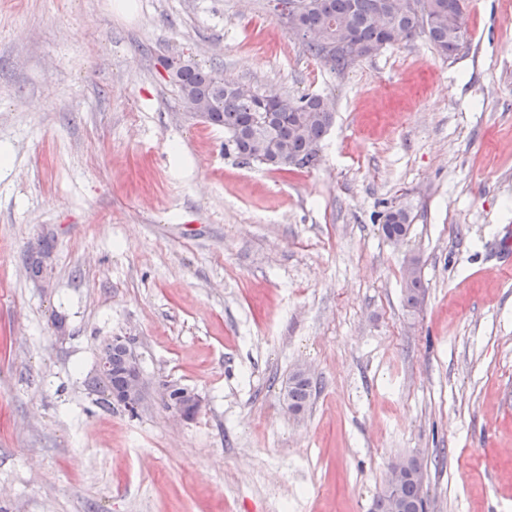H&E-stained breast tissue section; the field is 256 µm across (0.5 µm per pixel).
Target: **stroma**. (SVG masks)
Instances as JSON below:
<instances>
[{"label":"stroma","instance_id":"35a3bbf8","mask_svg":"<svg viewBox=\"0 0 512 512\" xmlns=\"http://www.w3.org/2000/svg\"><path fill=\"white\" fill-rule=\"evenodd\" d=\"M275 4L0 0V512H367L407 456L430 512H512V0H465L453 58L419 37L341 74ZM164 56L326 97L317 164L226 153ZM115 336L134 413L98 382ZM163 383L198 394L192 421ZM410 223V216L406 210L393 209L387 213L381 229L387 239L396 242L407 236ZM402 293L404 301L410 309L416 310L422 305L425 298V289L419 267L414 274L406 277ZM300 370L304 376L300 375L298 370H295L284 389V400L287 402V409L290 407L298 414L304 411L309 404L314 388L313 381L307 378L311 376L310 369L301 367Z\"/></svg>","mask_w":512,"mask_h":512}]
</instances>
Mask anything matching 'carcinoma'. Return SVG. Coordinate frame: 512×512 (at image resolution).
Listing matches in <instances>:
<instances>
[{
    "label": "carcinoma",
    "mask_w": 512,
    "mask_h": 512,
    "mask_svg": "<svg viewBox=\"0 0 512 512\" xmlns=\"http://www.w3.org/2000/svg\"><path fill=\"white\" fill-rule=\"evenodd\" d=\"M301 20L316 31L314 40L303 48L314 58L342 72L361 59L351 44L358 43L374 53L395 42L425 38L442 58L454 56L464 44L467 33L464 0H407L409 7L397 10V0H293ZM384 15L390 26L377 23ZM181 101L191 110L211 99L224 100V107L209 112L207 121L224 128V150L233 152L245 163H258L274 170L306 168L317 163L321 141L331 128L334 112L320 95L281 98L282 112L266 121L258 108L259 92L239 89V82L219 79V71L202 69L195 63L179 66L170 75ZM410 216L402 208L389 211L381 225L391 241L404 239ZM52 246L39 245L31 255L29 270L35 277L43 273L44 261ZM403 297L411 309H418L425 298L420 272L406 277ZM129 349L112 346V370L106 375L105 388L121 392L126 387ZM313 381L295 371L284 389L288 407L301 413L313 395ZM421 476L405 478L391 487L387 484L374 496L371 512H413L423 502Z\"/></svg>",
    "instance_id": "cac0c4a2"
}]
</instances>
